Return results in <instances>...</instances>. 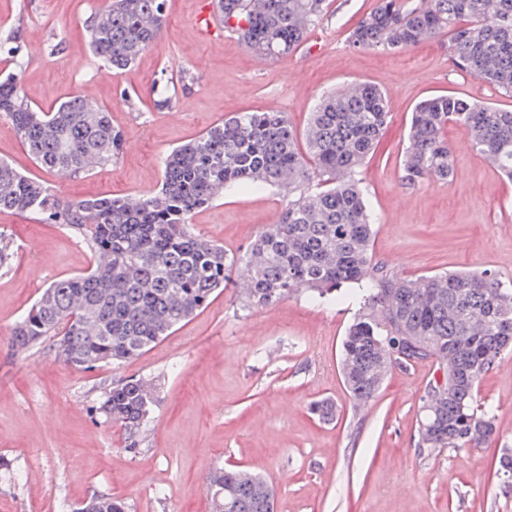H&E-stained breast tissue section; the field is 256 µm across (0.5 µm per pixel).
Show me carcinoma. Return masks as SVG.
<instances>
[{
    "label": "carcinoma",
    "mask_w": 512,
    "mask_h": 512,
    "mask_svg": "<svg viewBox=\"0 0 512 512\" xmlns=\"http://www.w3.org/2000/svg\"><path fill=\"white\" fill-rule=\"evenodd\" d=\"M166 0H108L86 20L93 54L112 70L132 64L163 33ZM327 0H217L224 27L254 54L284 58L323 17ZM457 67L512 96V0H378L349 32L358 49L395 51L439 36ZM12 69L0 79V112L40 169L77 177L119 158L122 133L92 99L74 94L52 111L21 89L25 56L7 48ZM389 117L384 93L357 83L322 96L298 135L282 112H240L174 148L157 192L140 197L67 199L46 182L0 160V210L74 231L92 250L88 271L42 289L9 338L25 354L45 340L80 370L122 364L163 341L206 308L231 274L244 277L242 307L263 308L298 294L330 301L358 286L361 307L342 344L340 370L358 407L375 398L390 360L403 370L429 362L421 398L418 447L428 452L476 447L496 432L495 410L476 385L512 349V288L488 269L408 278L372 263L375 233L365 189L354 178ZM461 127L471 148L512 178V111L439 95L412 114L403 180H446L453 158L443 130ZM304 147H299V139ZM239 184L288 190L279 223L239 255L189 224L198 208ZM155 399L140 377L122 379L99 406L139 444ZM211 512H275L276 489L247 470L212 468ZM74 512H127L125 502L96 494Z\"/></svg>",
    "instance_id": "1"
}]
</instances>
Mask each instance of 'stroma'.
Wrapping results in <instances>:
<instances>
[{"instance_id": "35a3bbf8", "label": "stroma", "mask_w": 512, "mask_h": 512, "mask_svg": "<svg viewBox=\"0 0 512 512\" xmlns=\"http://www.w3.org/2000/svg\"><path fill=\"white\" fill-rule=\"evenodd\" d=\"M108 0H0V39L30 45L22 90L51 110L90 93L125 138L119 158L67 180L43 175L70 198L156 191L163 161L178 145L240 112L278 100L304 131L322 94L354 82L382 90L389 122L359 176L376 218L373 260L406 276L490 269L512 288V182L448 126L450 180L402 179L411 113L441 94L512 110V97L459 70L440 37L398 51L350 46L348 32L376 0H328L326 14L292 55L255 59L234 34L206 32L200 0H168L161 37L130 67L108 71L90 50L84 19ZM300 71L291 80L290 71ZM171 102L158 109L154 87ZM284 189L242 185L197 210L191 226L226 253L245 250L277 223ZM14 243L0 269V512H71L95 492L128 512H209L205 485L216 466L255 471L277 491V512H512V477L495 472L512 449V352L478 383L498 415L487 443L420 453L414 446L421 396L432 375L422 363L393 371L374 400L354 409L340 373L342 340L359 310L354 290L338 302L299 295L242 309L228 282L203 310L129 362L79 370L48 345L15 354L8 339L42 288L88 268L91 251L75 234L0 211ZM140 376L156 385L137 452L98 407L113 382ZM334 401L332 421L313 402ZM39 482H31V473Z\"/></svg>"}]
</instances>
